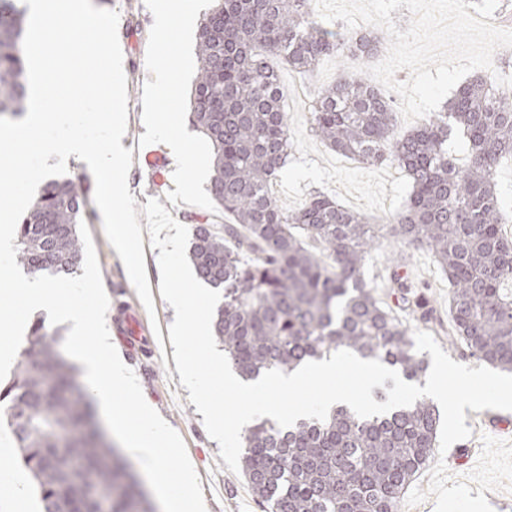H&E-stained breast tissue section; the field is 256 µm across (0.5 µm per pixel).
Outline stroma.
I'll return each instance as SVG.
<instances>
[{
  "label": "stroma",
  "mask_w": 512,
  "mask_h": 512,
  "mask_svg": "<svg viewBox=\"0 0 512 512\" xmlns=\"http://www.w3.org/2000/svg\"><path fill=\"white\" fill-rule=\"evenodd\" d=\"M164 0H92L95 7L119 14L118 38L127 77V94L137 107L129 111L124 148L132 152L128 187L137 206L155 198L172 217L187 228L198 224L225 223L224 213L213 204L206 184L186 187L182 169L186 156L174 152L172 142L185 140L197 151L203 165H210L211 152L204 136L196 129L188 110V100L199 63L195 36L180 37L174 31L159 30L155 17ZM183 58L186 70L180 77L166 79L165 63ZM336 78L335 57L323 58L307 74L283 70L281 79L288 89V112L295 150L272 186L280 204L287 209L302 207L311 195L322 192L378 223L401 209L411 185L406 174L384 163L367 166L343 157L323 146L310 130L306 102L320 87ZM167 85L165 98L153 95L159 85ZM159 144L168 166L164 184H156L141 160L143 142ZM88 229L97 253L102 281L109 298L106 322L112 342L124 363L135 372L146 401L183 438L191 463L196 469L205 499L206 512H266L253 495L243 473L229 471L219 455V444L204 427L203 416L189 400L177 370L167 369L164 358L173 357L172 343H159L157 333H168L175 318L174 309L160 293L158 250L144 245V260L155 310L147 312L137 296L117 251L107 240L100 211H93ZM405 270L413 291L421 294L433 311L430 322L388 297L393 269ZM364 276L381 306L410 330H421L440 338L441 347L459 363L478 367V360L467 355L461 343H449L452 327L448 311V280L425 251L413 252L389 246L373 250L366 258Z\"/></svg>",
  "instance_id": "obj_1"
}]
</instances>
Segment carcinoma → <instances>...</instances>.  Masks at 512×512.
Instances as JSON below:
<instances>
[{
    "mask_svg": "<svg viewBox=\"0 0 512 512\" xmlns=\"http://www.w3.org/2000/svg\"><path fill=\"white\" fill-rule=\"evenodd\" d=\"M217 2L200 23L189 111L213 151L209 195L234 223L196 225L188 260L223 291L213 334L232 367L253 380L347 349L423 383L425 356L364 279L366 255L389 243L433 255L451 288V335L469 356L512 371V295L503 288L512 281V238L501 229L497 190L501 161L512 157V91L476 77L425 126L403 132L390 99L352 70L378 53V35L327 29L314 0ZM27 14L23 0H0V117L25 109ZM330 55L336 81L306 104L310 128L335 152L406 172L410 197L384 224L320 192L288 212L270 192L294 150L280 67L305 74ZM454 131L470 144L462 165L448 150ZM87 217L82 183L49 180L19 224L16 262L28 273L72 272ZM59 340L34 324L0 388V414L41 512H97L98 496L112 512H155L94 423ZM440 423L425 398L368 418L338 407L287 429L263 420L242 430V470L268 512H398L434 453Z\"/></svg>",
    "mask_w": 512,
    "mask_h": 512,
    "instance_id": "cac0c4a2",
    "label": "carcinoma"
}]
</instances>
